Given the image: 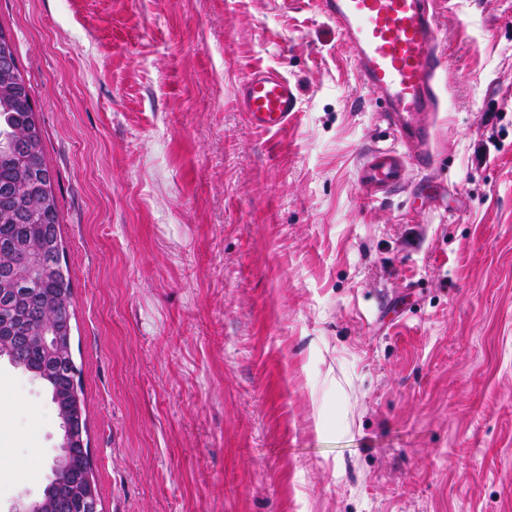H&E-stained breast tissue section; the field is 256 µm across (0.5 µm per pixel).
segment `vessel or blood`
Returning <instances> with one entry per match:
<instances>
[{"label":"vessel or blood","instance_id":"vessel-or-blood-1","mask_svg":"<svg viewBox=\"0 0 512 512\" xmlns=\"http://www.w3.org/2000/svg\"><path fill=\"white\" fill-rule=\"evenodd\" d=\"M350 47L363 84L381 93L385 117L407 149L364 154L358 182L372 200L405 184L410 168L430 167L435 117L443 99L440 79L448 60L440 46L436 0H321ZM239 102L259 131L285 130L299 110L297 88L278 70H253L241 83Z\"/></svg>","mask_w":512,"mask_h":512}]
</instances>
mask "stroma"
<instances>
[{"instance_id": "1", "label": "stroma", "mask_w": 512, "mask_h": 512, "mask_svg": "<svg viewBox=\"0 0 512 512\" xmlns=\"http://www.w3.org/2000/svg\"><path fill=\"white\" fill-rule=\"evenodd\" d=\"M436 161L315 0H0L58 200L99 512H512V0H439ZM296 85L252 129L243 77ZM59 441L0 359V507ZM238 96L248 122L259 131L285 130L299 112L297 87L276 69L250 72L241 83Z\"/></svg>"}]
</instances>
